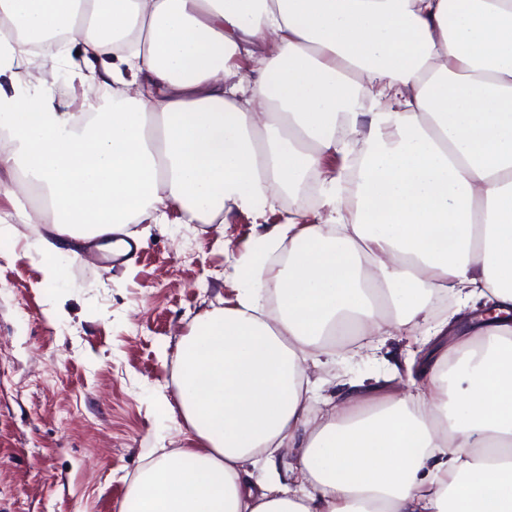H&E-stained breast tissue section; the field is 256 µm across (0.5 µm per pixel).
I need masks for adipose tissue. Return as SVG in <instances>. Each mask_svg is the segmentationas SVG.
I'll list each match as a JSON object with an SVG mask.
<instances>
[{
	"mask_svg": "<svg viewBox=\"0 0 512 512\" xmlns=\"http://www.w3.org/2000/svg\"><path fill=\"white\" fill-rule=\"evenodd\" d=\"M77 56L111 60L78 74L112 90L93 112L53 92ZM350 136L353 218L331 179L318 223L289 213L241 258L232 305L174 357L191 443L121 512H512V0H0V204L39 225L46 284L91 242L130 252L171 205L264 219ZM448 291L496 316L444 347ZM395 331L431 349L411 393L321 400V353Z\"/></svg>",
	"mask_w": 512,
	"mask_h": 512,
	"instance_id": "1",
	"label": "adipose tissue"
}]
</instances>
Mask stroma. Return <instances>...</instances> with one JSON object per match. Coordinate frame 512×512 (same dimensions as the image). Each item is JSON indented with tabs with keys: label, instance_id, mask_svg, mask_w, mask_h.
<instances>
[{
	"label": "stroma",
	"instance_id": "obj_1",
	"mask_svg": "<svg viewBox=\"0 0 512 512\" xmlns=\"http://www.w3.org/2000/svg\"><path fill=\"white\" fill-rule=\"evenodd\" d=\"M32 224L15 227L0 255V512H120L128 487L157 448H184L173 358L193 319L229 305L234 265L262 249L253 218L151 225L130 259L95 247L43 281ZM409 336L358 340L320 369L324 395L356 379L399 391L395 360L419 361Z\"/></svg>",
	"mask_w": 512,
	"mask_h": 512
}]
</instances>
